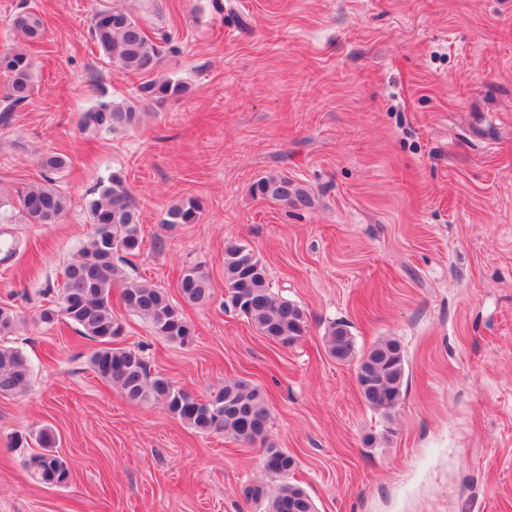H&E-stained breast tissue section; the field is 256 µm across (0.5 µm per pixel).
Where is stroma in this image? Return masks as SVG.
Returning a JSON list of instances; mask_svg holds the SVG:
<instances>
[{"instance_id": "obj_1", "label": "stroma", "mask_w": 512, "mask_h": 512, "mask_svg": "<svg viewBox=\"0 0 512 512\" xmlns=\"http://www.w3.org/2000/svg\"><path fill=\"white\" fill-rule=\"evenodd\" d=\"M129 12L159 45L154 79L183 95L142 100L143 76L109 64L89 38L96 11ZM39 11L30 101L0 122V196L47 175L69 198L48 225H8L0 306L20 322L10 345L33 365L31 391L0 395V512H263L264 448L291 454L289 482L317 512H512V0H0V50L24 47L11 20ZM101 101L141 106L138 126L90 135ZM122 172L144 241L122 268L166 289L194 326L182 346L127 314L151 374L206 399L228 381L264 396L265 440L201 434L163 405L129 402L100 380L97 342L66 321L37 322L64 266L93 231L85 202ZM288 176L296 208L255 196ZM201 205L168 229L167 209ZM248 243L306 331L290 347L224 306V246ZM199 267L211 297L183 302ZM346 322L359 348L393 338L399 401H363L356 362L325 336ZM51 429L68 484L31 478ZM253 191L264 199L290 204L295 207L311 204L309 195L287 176L271 174L258 180ZM200 218V206L193 199H183L169 207L162 224L173 228L179 224H194Z\"/></svg>"}]
</instances>
